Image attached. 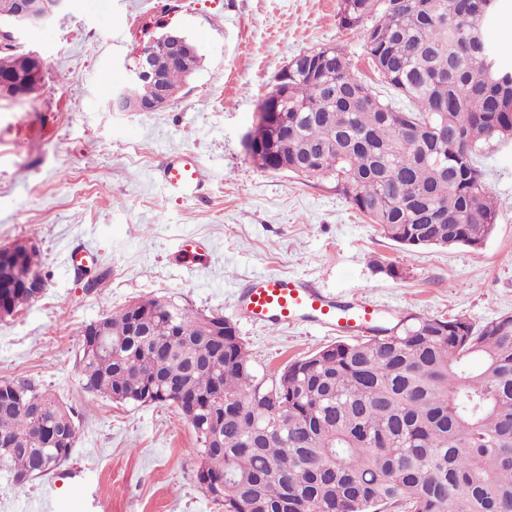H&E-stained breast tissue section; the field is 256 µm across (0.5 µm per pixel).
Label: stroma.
<instances>
[{
  "label": "stroma",
  "mask_w": 512,
  "mask_h": 512,
  "mask_svg": "<svg viewBox=\"0 0 512 512\" xmlns=\"http://www.w3.org/2000/svg\"><path fill=\"white\" fill-rule=\"evenodd\" d=\"M337 11L338 0H68L22 37L46 65L36 93L0 97V246L33 243L46 288L0 319V381L35 380L73 409L78 435L70 459L25 488L0 468V512H224L194 480L197 441L177 409L120 405L80 385L85 327L132 301L222 314L273 371L339 336L246 320L237 286L262 275L305 278L395 320L512 315V140L480 156L498 220L477 250H406L328 183L247 157L258 102L300 53L341 47L380 88ZM166 31L198 45V70L163 110L112 111L140 41ZM184 154L210 173L205 199L168 196L155 180ZM79 240L98 263L77 277L64 260Z\"/></svg>",
  "instance_id": "obj_1"
}]
</instances>
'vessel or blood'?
<instances>
[{"instance_id":"vessel-or-blood-1","label":"vessel or blood","mask_w":512,"mask_h":512,"mask_svg":"<svg viewBox=\"0 0 512 512\" xmlns=\"http://www.w3.org/2000/svg\"><path fill=\"white\" fill-rule=\"evenodd\" d=\"M160 182L172 196L195 197L206 187V173L195 157L181 156L162 169ZM241 314L252 321L281 324L309 322L328 332L371 335L380 322L379 311L365 302L339 303L292 277H258L238 296Z\"/></svg>"}]
</instances>
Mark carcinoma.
Masks as SVG:
<instances>
[{"mask_svg":"<svg viewBox=\"0 0 512 512\" xmlns=\"http://www.w3.org/2000/svg\"><path fill=\"white\" fill-rule=\"evenodd\" d=\"M487 0H339L341 27L393 90L382 99L338 46L288 62L259 102L245 147L264 171L328 182L407 249L482 247L497 209L478 155L512 138V62L469 44ZM152 65L179 90L191 72L155 46ZM37 63L0 47V75L24 85ZM157 98L149 79L137 88ZM20 309L31 289L0 288ZM82 388L119 404H169L199 445L194 478L224 512H512V315L482 326L405 316L268 373L223 315L170 298L108 316L83 335ZM73 410L27 378L0 387V454L16 484L59 469ZM67 429L57 460L39 424Z\"/></svg>","mask_w":512,"mask_h":512,"instance_id":"carcinoma-1","label":"carcinoma"}]
</instances>
